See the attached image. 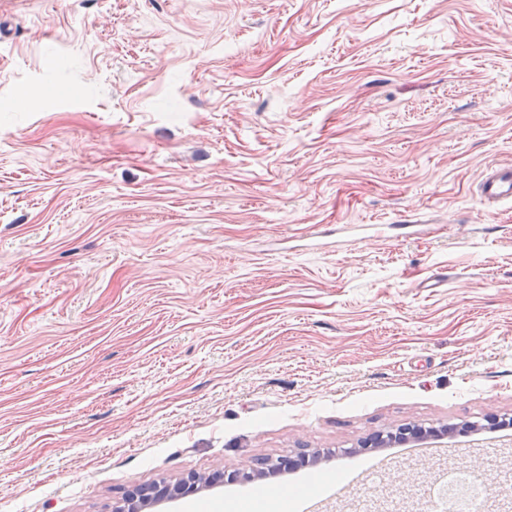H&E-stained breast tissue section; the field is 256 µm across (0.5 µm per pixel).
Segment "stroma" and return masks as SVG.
Listing matches in <instances>:
<instances>
[{"instance_id": "1", "label": "stroma", "mask_w": 512, "mask_h": 512, "mask_svg": "<svg viewBox=\"0 0 512 512\" xmlns=\"http://www.w3.org/2000/svg\"><path fill=\"white\" fill-rule=\"evenodd\" d=\"M495 162L512 0H0V512L302 448L355 479L275 477L322 512H431L457 468L512 512V434L482 427L512 416ZM478 197L487 207L512 198V165H491L486 168Z\"/></svg>"}]
</instances>
